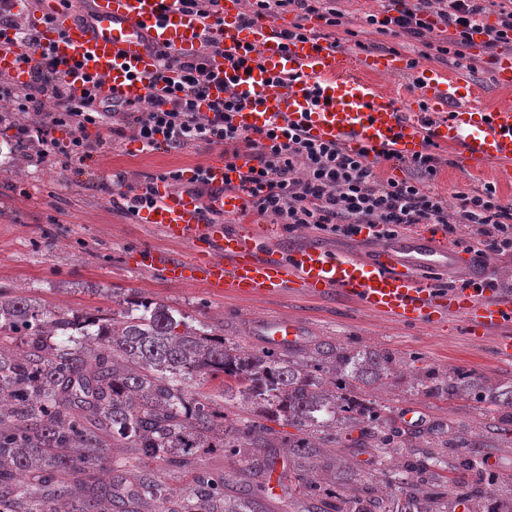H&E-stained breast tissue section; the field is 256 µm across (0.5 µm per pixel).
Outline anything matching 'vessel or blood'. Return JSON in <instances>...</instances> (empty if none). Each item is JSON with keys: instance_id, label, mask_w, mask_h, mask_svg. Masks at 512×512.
<instances>
[{"instance_id": "vessel-or-blood-1", "label": "vessel or blood", "mask_w": 512, "mask_h": 512, "mask_svg": "<svg viewBox=\"0 0 512 512\" xmlns=\"http://www.w3.org/2000/svg\"><path fill=\"white\" fill-rule=\"evenodd\" d=\"M82 18H74L59 0H41L37 24L44 51L65 60L66 81L73 92L87 88L88 78L101 80V94L122 100L144 95V80L158 66L157 53L188 54L204 35L199 16L177 7L162 9L161 0H88ZM242 0H223L224 49L212 54L219 82L212 96L231 87L248 96L236 113L240 129L266 127L277 117L302 125L320 141L335 142L351 152L387 150L407 159L427 143L456 148L472 167L496 165L499 177L512 180V105L489 106L472 84L438 68L410 67L393 54L356 55L306 39L283 41L285 24L262 18L252 25L240 21ZM255 48L261 68L231 70L225 55ZM13 32L0 37V76L16 86L30 80ZM411 71L414 104L399 106L372 78ZM298 73L306 87L275 84V77ZM204 175L218 194L209 199L185 190L159 189L157 201L144 212L170 242L188 245L184 260L151 247L132 249L133 266L174 284L199 283L213 295L241 300L277 298L288 293L317 300H340L390 322L406 326L462 322L480 338L497 334L499 356H512V289L477 273L475 256L449 245L437 229L412 230L374 242L354 252L309 237L296 241L278 237L254 224H228L226 215L240 212L241 196L224 191L233 171L223 154L212 155ZM469 266L467 283L445 288L426 278V271ZM262 346L285 349L303 331L294 319L278 316L257 321L252 330Z\"/></svg>"}]
</instances>
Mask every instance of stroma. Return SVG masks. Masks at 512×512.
<instances>
[{
    "instance_id": "stroma-1",
    "label": "stroma",
    "mask_w": 512,
    "mask_h": 512,
    "mask_svg": "<svg viewBox=\"0 0 512 512\" xmlns=\"http://www.w3.org/2000/svg\"><path fill=\"white\" fill-rule=\"evenodd\" d=\"M348 28L361 40L379 48L396 47L415 56L416 41L376 33L364 22L366 14L380 11L379 0H340ZM432 66L455 72L477 86L489 105L511 104L512 90L498 88L492 79L487 53L471 57L470 68L432 59ZM9 122L0 123V288L41 299L55 310L109 307L113 295L135 289L153 299L222 328L225 339L251 347L250 323L260 317L286 316L304 329L301 345L313 347L320 340L369 347L396 353L400 371L389 377L383 390L373 393L383 410L385 424L406 428L407 409L420 411V438L400 449L391 460L401 467L408 460L443 456L449 475L458 473V456L443 452L435 429L453 436L483 435L487 472L500 479L512 476V426L503 427L498 416L482 414L473 401L441 400L418 392L410 373L413 367L441 371L463 369L490 384L512 378V360L495 354L491 338L467 337L460 322L406 327L374 316L353 304H332L304 296L237 300L216 297L201 285H178L155 273L127 266L128 250L148 245L165 247L161 233L127 214L112 188L115 175L134 181L145 174L190 170L210 155L206 148H160L140 151L124 140L117 148H104L81 165L41 160L37 150L13 147ZM442 161L433 183L456 209L457 193L492 187L501 203L512 205V183L500 181L495 166L473 170L464 166L457 150L439 147Z\"/></svg>"
}]
</instances>
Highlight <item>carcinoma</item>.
Segmentation results:
<instances>
[{
    "mask_svg": "<svg viewBox=\"0 0 512 512\" xmlns=\"http://www.w3.org/2000/svg\"><path fill=\"white\" fill-rule=\"evenodd\" d=\"M397 371L389 351L317 342L303 355L243 348L213 325L152 301L112 296V308L52 310L0 289V512H267L264 479L279 460L268 421L297 427L288 439L297 460H318L336 445V427H361L356 446L380 449L384 497L367 481L347 496L311 470L288 467L304 512H437L448 486L470 512H512V491L485 496L482 439H461L460 469L410 460L394 487L391 455L403 432L381 425L362 394ZM421 392L442 400L474 396L511 413L512 381L486 389L465 371L414 369ZM249 415L224 424L227 407ZM220 448L253 459L259 484L230 494L224 474L198 466ZM188 473L175 493L167 478Z\"/></svg>",
    "mask_w": 512,
    "mask_h": 512,
    "instance_id": "carcinoma-1",
    "label": "carcinoma"
}]
</instances>
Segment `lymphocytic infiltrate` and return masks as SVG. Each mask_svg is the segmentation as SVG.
Returning <instances> with one entry per match:
<instances>
[{
	"instance_id": "1",
	"label": "lymphocytic infiltrate",
	"mask_w": 512,
	"mask_h": 512,
	"mask_svg": "<svg viewBox=\"0 0 512 512\" xmlns=\"http://www.w3.org/2000/svg\"><path fill=\"white\" fill-rule=\"evenodd\" d=\"M205 22L200 51L172 54L159 51V66L145 80L146 92L135 101L98 97L92 90L71 95L61 63L42 53L26 57L30 80L17 88L0 84V101L22 114L13 125L17 142L35 143L46 153L73 164L105 146L124 139L143 150L160 147H220L238 180L224 189L242 196L243 213L271 218L294 230L312 228L345 236L362 227L387 238L418 224H440L448 233L458 225L474 228L468 250L479 257L512 254V206L502 204L493 188L464 193L456 211L432 188L441 161L430 151L405 160L407 176L382 178L376 167L384 152L351 153L334 143L311 138L300 126L281 119L252 132L240 129L234 116L246 103L244 95L229 90L210 99L214 76L209 58L221 48L223 23L220 0H173ZM337 0H245L242 20L296 11L314 16L324 28L297 23L283 30V39L305 37L331 40L333 28L343 26ZM496 24H487L489 14ZM367 25L377 33L419 42L421 58H467L474 35H483L488 51L512 46V0H388L382 14L368 15ZM65 138H57V131Z\"/></svg>"
}]
</instances>
